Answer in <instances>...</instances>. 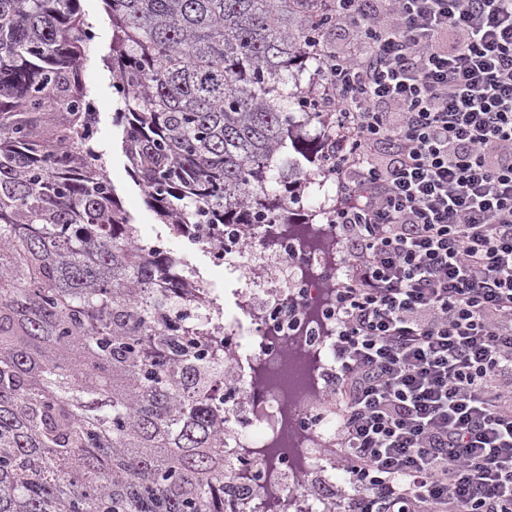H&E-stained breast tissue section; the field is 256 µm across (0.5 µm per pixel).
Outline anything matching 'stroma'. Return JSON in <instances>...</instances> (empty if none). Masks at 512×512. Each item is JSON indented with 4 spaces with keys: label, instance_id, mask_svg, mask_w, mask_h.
Returning a JSON list of instances; mask_svg holds the SVG:
<instances>
[{
    "label": "stroma",
    "instance_id": "35a3bbf8",
    "mask_svg": "<svg viewBox=\"0 0 512 512\" xmlns=\"http://www.w3.org/2000/svg\"><path fill=\"white\" fill-rule=\"evenodd\" d=\"M81 5L94 24L97 38L90 43L84 65L86 84L93 90L99 103L98 139L107 158V171L117 188L123 209L137 224L141 236L159 238L167 242L170 252L193 268L200 279L214 288L222 307L224 320H238L246 330H253L251 318L240 313L236 306V291L241 284L213 265L210 252L198 245L188 244L184 237L172 232L148 206L144 192L128 171V161L122 151L118 129L112 124L113 95L110 74L102 64L109 51L112 28L103 0H81Z\"/></svg>",
    "mask_w": 512,
    "mask_h": 512
}]
</instances>
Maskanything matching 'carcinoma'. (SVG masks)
<instances>
[{"mask_svg": "<svg viewBox=\"0 0 512 512\" xmlns=\"http://www.w3.org/2000/svg\"><path fill=\"white\" fill-rule=\"evenodd\" d=\"M103 2L112 122L159 219L292 223L336 160L325 0ZM90 29L80 0H0V512H224L229 369L118 203Z\"/></svg>", "mask_w": 512, "mask_h": 512, "instance_id": "cac0c4a2", "label": "carcinoma"}]
</instances>
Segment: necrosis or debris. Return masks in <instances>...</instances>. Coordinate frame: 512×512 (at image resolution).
Masks as SVG:
<instances>
[{
  "mask_svg": "<svg viewBox=\"0 0 512 512\" xmlns=\"http://www.w3.org/2000/svg\"><path fill=\"white\" fill-rule=\"evenodd\" d=\"M275 242L253 237L244 259L242 226H196L210 243L216 265L243 281L237 300L254 322L253 334L235 325L214 330L205 344L223 346L233 369L224 404L226 477L249 472L252 481L226 496L225 512H243L256 500L275 501L279 512H332L333 501L309 493L326 473L334 418L323 412L330 395L320 383L329 357L330 324L320 313L336 273L329 224H285Z\"/></svg>",
  "mask_w": 512,
  "mask_h": 512,
  "instance_id": "1",
  "label": "necrosis or debris"
}]
</instances>
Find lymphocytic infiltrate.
Here are the masks:
<instances>
[{
    "label": "lymphocytic infiltrate",
    "mask_w": 512,
    "mask_h": 512,
    "mask_svg": "<svg viewBox=\"0 0 512 512\" xmlns=\"http://www.w3.org/2000/svg\"><path fill=\"white\" fill-rule=\"evenodd\" d=\"M326 10L355 34L327 78L336 512H512V0Z\"/></svg>",
    "instance_id": "f902f5d3"
}]
</instances>
